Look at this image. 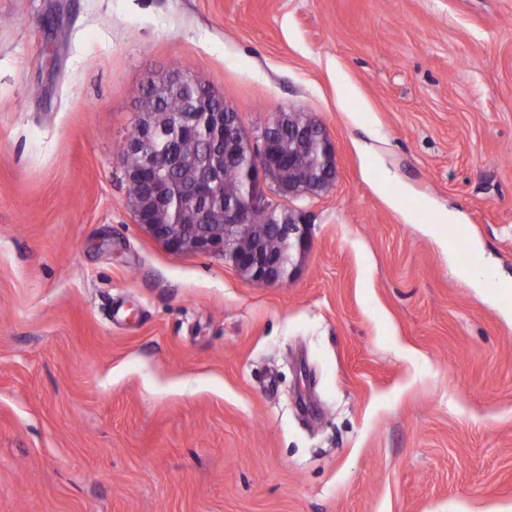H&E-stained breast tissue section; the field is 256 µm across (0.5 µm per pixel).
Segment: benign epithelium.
<instances>
[{
	"mask_svg": "<svg viewBox=\"0 0 512 512\" xmlns=\"http://www.w3.org/2000/svg\"><path fill=\"white\" fill-rule=\"evenodd\" d=\"M196 82L177 70L149 85L174 92ZM174 127L170 139L179 143L198 135L206 125L220 132L224 163L234 165L241 175L239 192L224 199L215 197L221 168L213 162L208 169L190 157L180 156L181 166L197 174L173 182L167 174L172 157L148 146L158 131L154 121L141 124L140 141L128 143L143 151L142 165L125 170L130 184L146 183L149 192L130 195L135 222L175 254L222 252L224 258L247 278L268 284L291 278L297 270L294 255H303L309 245L308 225L268 198L275 189L285 198L313 195L336 178V150L326 129L300 113H279L261 134L253 138L241 124L238 113L212 112L206 102L193 112H182L168 122ZM291 134L292 146L283 150L276 131ZM316 155V164L305 165L303 157ZM170 210V224H154L152 213Z\"/></svg>",
	"mask_w": 512,
	"mask_h": 512,
	"instance_id": "benign-epithelium-1",
	"label": "benign epithelium"
}]
</instances>
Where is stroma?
<instances>
[{"label": "stroma", "mask_w": 512, "mask_h": 512, "mask_svg": "<svg viewBox=\"0 0 512 512\" xmlns=\"http://www.w3.org/2000/svg\"><path fill=\"white\" fill-rule=\"evenodd\" d=\"M182 64L329 131L285 284L134 221L116 149ZM472 264L512 282V0H0V512H512Z\"/></svg>", "instance_id": "35a3bbf8"}]
</instances>
